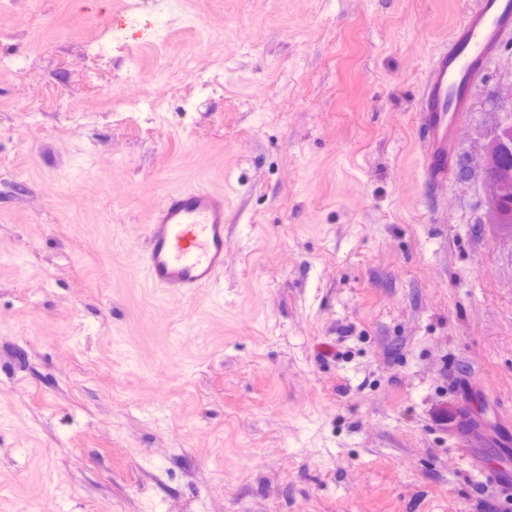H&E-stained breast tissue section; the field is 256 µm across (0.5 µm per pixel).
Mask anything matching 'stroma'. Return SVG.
<instances>
[{"instance_id":"35a3bbf8","label":"stroma","mask_w":512,"mask_h":512,"mask_svg":"<svg viewBox=\"0 0 512 512\" xmlns=\"http://www.w3.org/2000/svg\"><path fill=\"white\" fill-rule=\"evenodd\" d=\"M0 0V512H512V237L415 104L466 0ZM139 111H131V103ZM223 192L220 284L139 274L164 190ZM476 466L487 482L495 485L507 497H512V473L511 481L505 476L508 469L504 468L493 457L481 458Z\"/></svg>"}]
</instances>
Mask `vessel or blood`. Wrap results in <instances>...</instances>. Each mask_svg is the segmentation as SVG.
Segmentation results:
<instances>
[{
	"label": "vessel or blood",
	"instance_id": "1",
	"mask_svg": "<svg viewBox=\"0 0 512 512\" xmlns=\"http://www.w3.org/2000/svg\"><path fill=\"white\" fill-rule=\"evenodd\" d=\"M512 33V0H471L448 43L433 55L416 101L421 164L430 186L444 185L456 165L458 134L485 64ZM224 194L201 186L166 191L145 226L141 267L148 287L180 299L215 286L224 273ZM487 482L512 497V479L494 458L477 463Z\"/></svg>",
	"mask_w": 512,
	"mask_h": 512
}]
</instances>
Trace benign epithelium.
Listing matches in <instances>:
<instances>
[{"mask_svg": "<svg viewBox=\"0 0 512 512\" xmlns=\"http://www.w3.org/2000/svg\"><path fill=\"white\" fill-rule=\"evenodd\" d=\"M511 151L512 122L504 120L497 126L495 132L484 145L483 170L489 173L484 181L487 202H489L487 223L493 224L512 235V212L491 205L492 200L512 194V175L500 174L497 170L498 158Z\"/></svg>", "mask_w": 512, "mask_h": 512, "instance_id": "obj_1", "label": "benign epithelium"}]
</instances>
